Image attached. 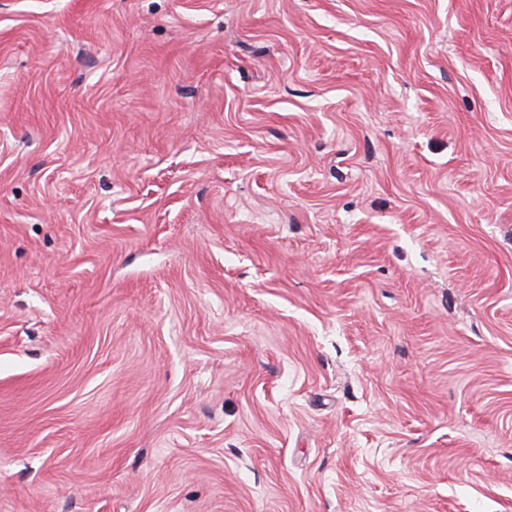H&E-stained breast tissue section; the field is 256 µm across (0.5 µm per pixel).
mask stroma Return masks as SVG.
Here are the masks:
<instances>
[{
    "label": "stroma",
    "mask_w": 512,
    "mask_h": 512,
    "mask_svg": "<svg viewBox=\"0 0 512 512\" xmlns=\"http://www.w3.org/2000/svg\"><path fill=\"white\" fill-rule=\"evenodd\" d=\"M0 512H512V0H0Z\"/></svg>",
    "instance_id": "1"
}]
</instances>
